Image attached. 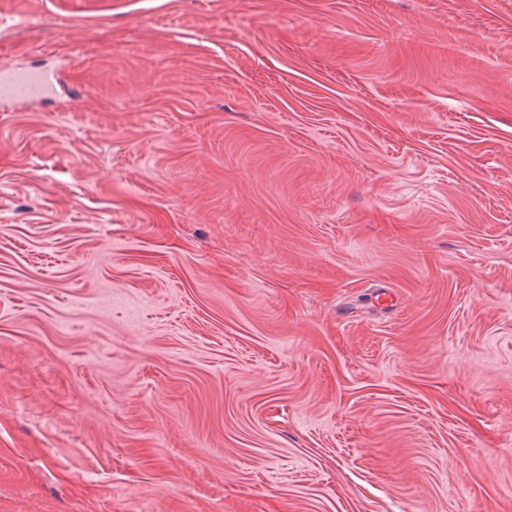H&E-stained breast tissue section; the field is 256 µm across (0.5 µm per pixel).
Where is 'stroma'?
<instances>
[{
	"mask_svg": "<svg viewBox=\"0 0 512 512\" xmlns=\"http://www.w3.org/2000/svg\"><path fill=\"white\" fill-rule=\"evenodd\" d=\"M0 512H512V0H0ZM1 71H8L21 76L17 81H0V102L16 105L39 103L48 97L57 85L54 73L45 71L20 70L8 63H1Z\"/></svg>",
	"mask_w": 512,
	"mask_h": 512,
	"instance_id": "stroma-1",
	"label": "stroma"
}]
</instances>
